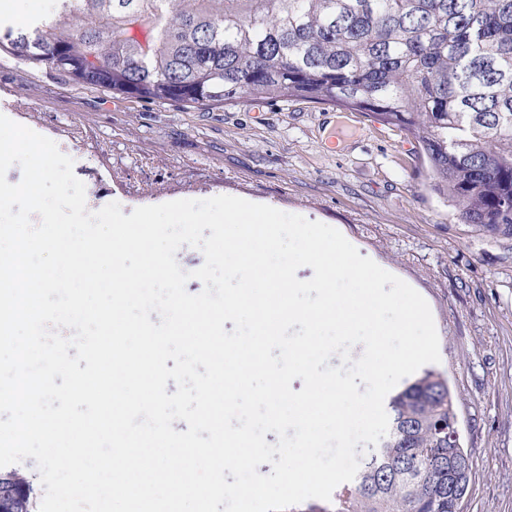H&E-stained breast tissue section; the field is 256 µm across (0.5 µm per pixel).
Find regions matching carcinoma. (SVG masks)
I'll return each mask as SVG.
<instances>
[{
    "label": "carcinoma",
    "mask_w": 512,
    "mask_h": 512,
    "mask_svg": "<svg viewBox=\"0 0 512 512\" xmlns=\"http://www.w3.org/2000/svg\"><path fill=\"white\" fill-rule=\"evenodd\" d=\"M55 2L0 49L148 102L288 97L363 112L422 146L460 220L512 236V0ZM388 408L387 434L330 505L289 512H458L473 463L448 379L426 370ZM0 512H37L29 473L0 468Z\"/></svg>",
    "instance_id": "cac0c4a2"
}]
</instances>
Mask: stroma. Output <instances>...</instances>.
<instances>
[{"mask_svg": "<svg viewBox=\"0 0 512 512\" xmlns=\"http://www.w3.org/2000/svg\"><path fill=\"white\" fill-rule=\"evenodd\" d=\"M0 114L53 137L75 176L115 202L108 160L153 157L140 205L230 195L324 223L427 301L474 474L460 512H512V238L490 239L430 191L422 148L360 112L302 100L149 103L0 51Z\"/></svg>", "mask_w": 512, "mask_h": 512, "instance_id": "35a3bbf8", "label": "stroma"}]
</instances>
